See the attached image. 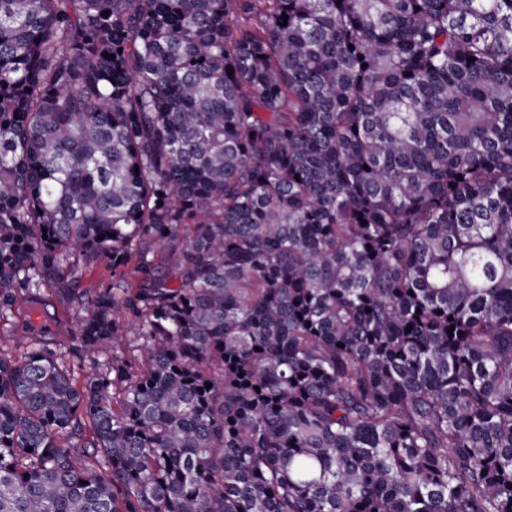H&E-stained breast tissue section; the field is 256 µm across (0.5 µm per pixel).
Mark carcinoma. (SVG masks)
Instances as JSON below:
<instances>
[{
	"label": "carcinoma",
	"instance_id": "1",
	"mask_svg": "<svg viewBox=\"0 0 512 512\" xmlns=\"http://www.w3.org/2000/svg\"><path fill=\"white\" fill-rule=\"evenodd\" d=\"M98 263L0 512H512V0H0V316Z\"/></svg>",
	"mask_w": 512,
	"mask_h": 512
}]
</instances>
